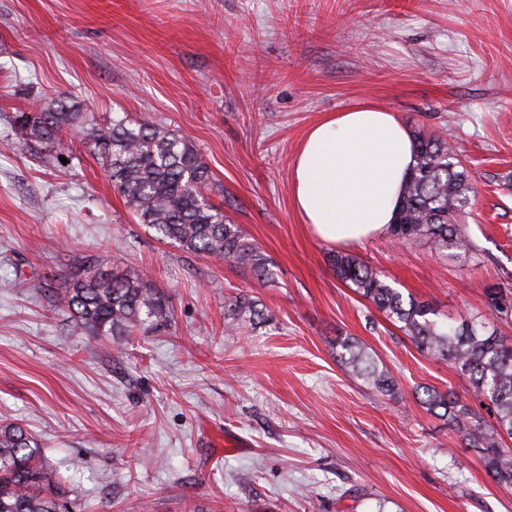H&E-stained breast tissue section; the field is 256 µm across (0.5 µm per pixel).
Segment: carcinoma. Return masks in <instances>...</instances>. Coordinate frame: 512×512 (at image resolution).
I'll use <instances>...</instances> for the list:
<instances>
[{
    "mask_svg": "<svg viewBox=\"0 0 512 512\" xmlns=\"http://www.w3.org/2000/svg\"><path fill=\"white\" fill-rule=\"evenodd\" d=\"M83 113L70 110L68 99L41 112H17L14 125L25 141L61 142L64 132L81 121ZM91 135L104 148V161L112 183L125 197L139 222L163 242L226 262L248 265L256 275L266 273V259L249 242L242 228L206 201L210 175L193 145L173 131L152 122L132 124L112 118L105 129ZM416 164L405 182L401 206L390 236L401 244L429 240L437 248L470 251L474 241L457 223L476 196L470 175L455 147L441 133L414 136ZM337 277L369 301L412 343L437 360L448 363L465 377L476 399L487 403L494 424L451 391L422 387L419 398L427 410L459 425L466 424L469 445L483 456L487 474L497 483L512 486V338L489 331L482 324L462 320L444 323L432 307L388 285L369 266L352 255L336 254ZM71 317L84 336H131L168 320L164 295L147 275L134 271L108 273L87 258L79 274L65 288L49 296ZM496 316L512 318V299L502 288L490 289ZM264 313L256 301L236 295L227 302L226 321L256 325ZM339 357L349 373L386 396L397 393L389 370L377 364L354 339L339 344ZM66 479L44 458L33 434L19 422L0 423V512H73Z\"/></svg>",
    "mask_w": 512,
    "mask_h": 512,
    "instance_id": "obj_1",
    "label": "carcinoma"
}]
</instances>
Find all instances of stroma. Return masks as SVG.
<instances>
[{"instance_id":"1","label":"stroma","mask_w":512,"mask_h":512,"mask_svg":"<svg viewBox=\"0 0 512 512\" xmlns=\"http://www.w3.org/2000/svg\"><path fill=\"white\" fill-rule=\"evenodd\" d=\"M61 94L90 128L119 115L189 139L209 201L266 275L157 240L89 128L23 140L14 114ZM365 103L450 136L478 185L463 219L474 251L386 236L339 247L300 223L304 136ZM339 252L440 320L512 336L487 298L512 289V0H0V422L27 425L77 512H512V487L416 397L432 386L468 402L467 380L341 282ZM85 256L146 274L168 324L74 333L39 289L64 287ZM239 292L265 324L227 326ZM347 336L394 396L349 375Z\"/></svg>"}]
</instances>
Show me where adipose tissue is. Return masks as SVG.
<instances>
[{"instance_id":"1","label":"adipose tissue","mask_w":512,"mask_h":512,"mask_svg":"<svg viewBox=\"0 0 512 512\" xmlns=\"http://www.w3.org/2000/svg\"><path fill=\"white\" fill-rule=\"evenodd\" d=\"M414 166L413 136L393 113L361 104L329 114L308 130L294 157L295 211L333 244L386 235Z\"/></svg>"}]
</instances>
